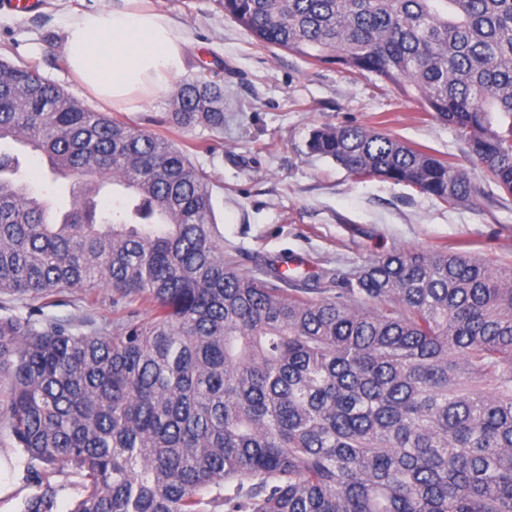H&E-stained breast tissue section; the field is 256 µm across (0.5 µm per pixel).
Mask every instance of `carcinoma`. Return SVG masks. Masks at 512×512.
<instances>
[{"instance_id": "obj_1", "label": "carcinoma", "mask_w": 512, "mask_h": 512, "mask_svg": "<svg viewBox=\"0 0 512 512\" xmlns=\"http://www.w3.org/2000/svg\"><path fill=\"white\" fill-rule=\"evenodd\" d=\"M217 2L264 46L403 86L512 194V0ZM163 123L224 129V85L184 79ZM12 143L51 182L80 177L67 205ZM308 149L448 204L476 192L375 129L326 126ZM291 281L224 257L184 150L0 59V293L104 282L151 308L110 332L0 315V442L37 483L22 512H56L63 468L70 512H512V266L394 252L333 296ZM26 163L27 180L32 187L44 194L51 201L56 200L55 185L44 175V168L38 157L27 154L24 158ZM53 480L59 486V492L57 496V511L69 512L68 510L72 508L74 500L79 496L78 489L74 485V483L77 481V478L61 474L55 476Z\"/></svg>"}]
</instances>
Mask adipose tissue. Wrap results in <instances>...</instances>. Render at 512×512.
Masks as SVG:
<instances>
[{"label": "adipose tissue", "mask_w": 512, "mask_h": 512, "mask_svg": "<svg viewBox=\"0 0 512 512\" xmlns=\"http://www.w3.org/2000/svg\"><path fill=\"white\" fill-rule=\"evenodd\" d=\"M69 65L98 98L126 103L166 90L181 70L179 27L152 9L122 7L72 15L65 25Z\"/></svg>", "instance_id": "1"}]
</instances>
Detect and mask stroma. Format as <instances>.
Returning <instances> with one entry per match:
<instances>
[{
	"label": "stroma",
	"mask_w": 512,
	"mask_h": 512,
	"mask_svg": "<svg viewBox=\"0 0 512 512\" xmlns=\"http://www.w3.org/2000/svg\"><path fill=\"white\" fill-rule=\"evenodd\" d=\"M113 0H41L19 14L0 5V57L37 66L39 73L87 107L112 113L145 132L190 150L211 177L224 254L254 273L287 261L298 287L334 273L353 276L378 256L395 252L464 251L490 266L512 264V195L489 184L454 128L424 112L418 98L373 76L312 64L261 45L216 0H149L174 19L186 39L181 78L208 69L224 86V128L167 132L159 125L170 91L133 104L99 100L64 61L67 18L111 6ZM361 126L464 163L477 192L448 204L416 188L358 177L307 142L324 126ZM218 142L214 153L196 151ZM31 307L72 329L109 328L127 310L110 286L66 290ZM20 449L0 446V512H21L33 487Z\"/></svg>",
	"instance_id": "1"
}]
</instances>
